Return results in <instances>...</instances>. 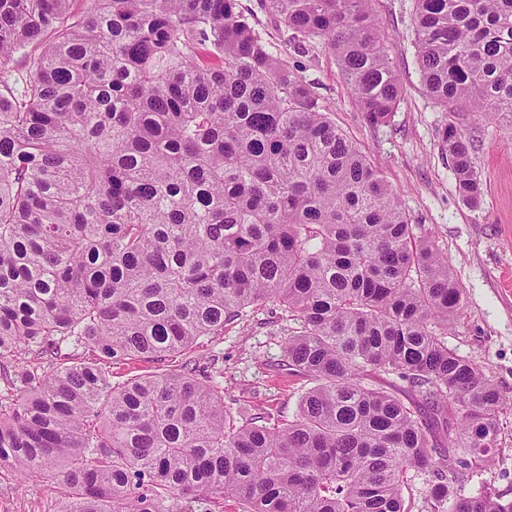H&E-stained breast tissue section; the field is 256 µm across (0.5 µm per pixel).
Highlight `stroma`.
Listing matches in <instances>:
<instances>
[{"label":"stroma","instance_id":"1","mask_svg":"<svg viewBox=\"0 0 512 512\" xmlns=\"http://www.w3.org/2000/svg\"><path fill=\"white\" fill-rule=\"evenodd\" d=\"M262 37L289 66L302 70L331 108L336 124L358 143L396 192L419 231L430 235L448 258L464 290L465 305L447 336L449 348L478 364L502 395L512 401V120L468 116L466 131L475 138L474 162L484 184L478 208L464 205L442 148L447 121L426 95L415 61L410 0H377L389 36V55L403 86V99L391 121L370 127L353 106L334 58L314 44L294 49L292 32L265 9L263 0H239ZM300 329L297 320L275 304L246 308L224 325L219 336H205L191 349L162 361L132 360L112 367L113 381L139 374L180 370L185 363L205 367L224 390L231 423L251 418L277 424L291 418L310 377L288 370L283 347ZM502 444L493 465L474 471L463 493L490 491L512 500V409L499 417ZM62 494L43 483L0 469V512H58Z\"/></svg>","mask_w":512,"mask_h":512}]
</instances>
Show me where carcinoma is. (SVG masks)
Listing matches in <instances>:
<instances>
[{"mask_svg":"<svg viewBox=\"0 0 512 512\" xmlns=\"http://www.w3.org/2000/svg\"><path fill=\"white\" fill-rule=\"evenodd\" d=\"M0 0V468L65 489L59 512H512L465 495L500 445L498 388L448 347L464 292L431 237L273 53L238 0ZM334 57L372 127L402 100L373 0H265ZM423 87L462 202L483 183L461 112L512 115V0H411ZM301 323L315 381L280 425L227 421L194 367L112 383L248 307ZM69 352L64 353L62 349ZM394 373L410 408L386 388ZM450 510H444L445 505ZM365 382L372 386L388 388L389 391H391V388H393L394 391L399 390L397 392L400 398L407 404H411L416 401V397L409 389L408 384L404 380L400 379L396 374H384L380 372L373 377H369ZM428 477L426 474L410 471L404 494L413 503V512H425L428 510L426 498L428 496Z\"/></svg>","mask_w":512,"mask_h":512,"instance_id":"1","label":"carcinoma"}]
</instances>
